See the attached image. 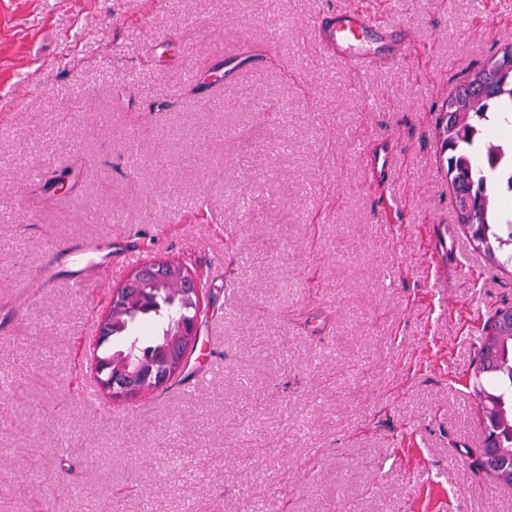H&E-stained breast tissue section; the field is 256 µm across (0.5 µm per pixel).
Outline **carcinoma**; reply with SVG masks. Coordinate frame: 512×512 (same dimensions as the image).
Here are the masks:
<instances>
[{
  "label": "carcinoma",
  "instance_id": "obj_1",
  "mask_svg": "<svg viewBox=\"0 0 512 512\" xmlns=\"http://www.w3.org/2000/svg\"><path fill=\"white\" fill-rule=\"evenodd\" d=\"M510 105L512 49L487 60L459 83L435 127L459 223L500 269L512 268V198L502 189L501 173L484 167L482 156L500 150L495 126ZM476 119L488 126L481 141L469 138ZM199 313V302L185 294L177 277L130 288L122 307L111 310L112 333L96 355L101 380L150 363L167 368L165 350L186 349L180 327ZM471 381L483 433L482 447L468 450L471 467L480 477L512 486V307L496 310L485 323Z\"/></svg>",
  "mask_w": 512,
  "mask_h": 512
}]
</instances>
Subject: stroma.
<instances>
[{
  "label": "stroma",
  "mask_w": 512,
  "mask_h": 512,
  "mask_svg": "<svg viewBox=\"0 0 512 512\" xmlns=\"http://www.w3.org/2000/svg\"><path fill=\"white\" fill-rule=\"evenodd\" d=\"M357 8L426 65L327 58L311 20ZM510 46L512 0H0V512H512L467 456L512 273L432 137ZM132 254L207 290L184 372L115 399L93 349Z\"/></svg>",
  "instance_id": "obj_1"
}]
</instances>
